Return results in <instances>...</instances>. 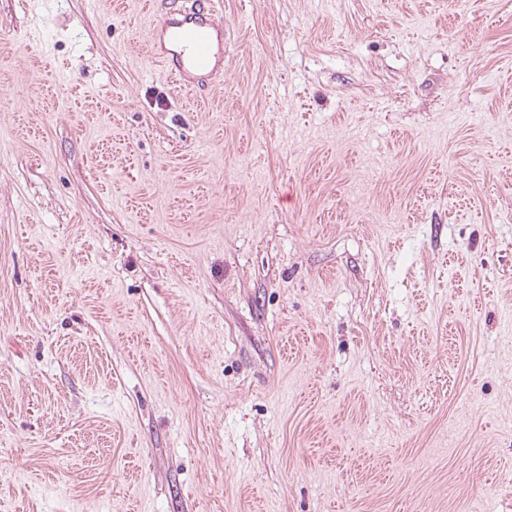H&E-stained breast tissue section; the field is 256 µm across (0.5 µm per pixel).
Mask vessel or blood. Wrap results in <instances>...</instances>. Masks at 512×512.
Listing matches in <instances>:
<instances>
[{
	"label": "vessel or blood",
	"instance_id": "1",
	"mask_svg": "<svg viewBox=\"0 0 512 512\" xmlns=\"http://www.w3.org/2000/svg\"><path fill=\"white\" fill-rule=\"evenodd\" d=\"M150 52L176 88L195 90L197 78L216 74L224 58L221 0H195L169 9L150 32Z\"/></svg>",
	"mask_w": 512,
	"mask_h": 512
}]
</instances>
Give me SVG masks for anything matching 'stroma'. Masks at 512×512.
<instances>
[{"label":"stroma","mask_w":512,"mask_h":512,"mask_svg":"<svg viewBox=\"0 0 512 512\" xmlns=\"http://www.w3.org/2000/svg\"><path fill=\"white\" fill-rule=\"evenodd\" d=\"M0 0V512H512V0ZM169 8L150 32V52L179 91L195 90L196 79L215 75L224 65L222 1L199 0ZM199 76V77H198Z\"/></svg>","instance_id":"stroma-1"}]
</instances>
